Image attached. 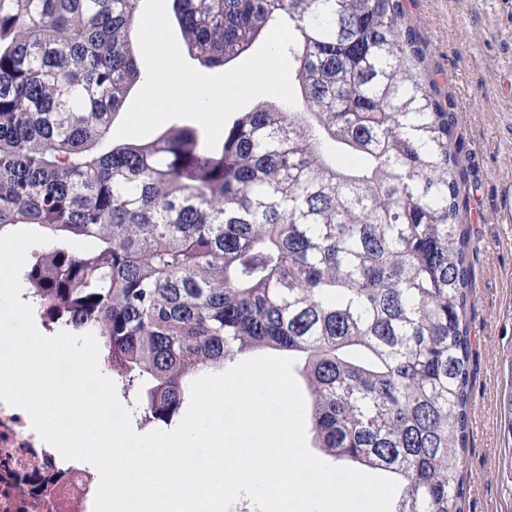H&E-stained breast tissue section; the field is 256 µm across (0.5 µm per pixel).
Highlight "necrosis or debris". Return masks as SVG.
<instances>
[{
	"label": "necrosis or debris",
	"instance_id": "necrosis-or-debris-1",
	"mask_svg": "<svg viewBox=\"0 0 512 512\" xmlns=\"http://www.w3.org/2000/svg\"><path fill=\"white\" fill-rule=\"evenodd\" d=\"M99 473L62 458L21 408L0 402V512H93Z\"/></svg>",
	"mask_w": 512,
	"mask_h": 512
}]
</instances>
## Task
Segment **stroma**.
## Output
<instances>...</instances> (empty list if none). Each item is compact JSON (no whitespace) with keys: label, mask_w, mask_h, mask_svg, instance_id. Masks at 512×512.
Instances as JSON below:
<instances>
[{"label":"stroma","mask_w":512,"mask_h":512,"mask_svg":"<svg viewBox=\"0 0 512 512\" xmlns=\"http://www.w3.org/2000/svg\"><path fill=\"white\" fill-rule=\"evenodd\" d=\"M437 97L455 121L472 227L471 415L464 512H512V0H404Z\"/></svg>","instance_id":"obj_1"}]
</instances>
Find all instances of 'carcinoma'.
<instances>
[{
	"instance_id": "obj_1",
	"label": "carcinoma",
	"mask_w": 512,
	"mask_h": 512,
	"mask_svg": "<svg viewBox=\"0 0 512 512\" xmlns=\"http://www.w3.org/2000/svg\"><path fill=\"white\" fill-rule=\"evenodd\" d=\"M140 2L0 0V235L53 238L24 274L43 312L95 335L141 427L198 375L286 352L312 447L394 479L391 512H462L472 234L403 0H173L207 69L279 20L296 37V104L241 113L213 150L188 126L111 142Z\"/></svg>"
}]
</instances>
